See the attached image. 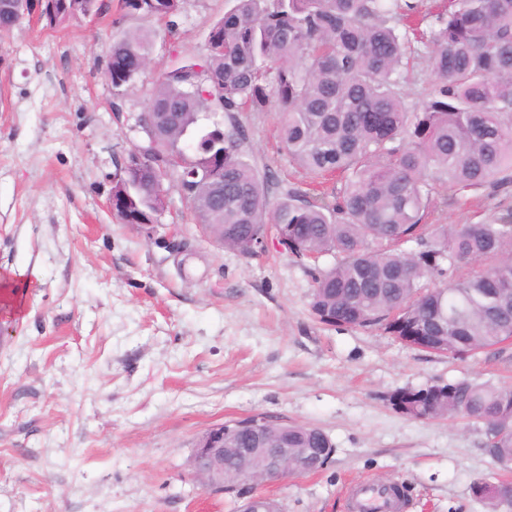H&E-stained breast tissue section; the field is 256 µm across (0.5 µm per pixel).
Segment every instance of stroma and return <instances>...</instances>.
Masks as SVG:
<instances>
[{
	"label": "stroma",
	"mask_w": 512,
	"mask_h": 512,
	"mask_svg": "<svg viewBox=\"0 0 512 512\" xmlns=\"http://www.w3.org/2000/svg\"><path fill=\"white\" fill-rule=\"evenodd\" d=\"M225 5L184 0L172 27L108 13L0 35V276L39 271L19 291L23 317L0 307V512H234L236 495L202 488L190 458L210 427L255 415L320 428L335 448L320 472L255 485L282 512H352L362 480L402 486L405 512H490L473 485L505 473L483 424L412 420L387 397L432 381L512 387V345L433 354L321 324L306 265L272 239L252 257L213 243L169 180L153 233L112 214L151 82L204 53ZM137 28L154 35L152 63L116 116L107 47ZM240 120L279 188L305 187L276 112ZM510 206L512 188L444 192L431 221Z\"/></svg>",
	"instance_id": "1"
}]
</instances>
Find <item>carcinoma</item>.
<instances>
[{
    "label": "carcinoma",
    "mask_w": 512,
    "mask_h": 512,
    "mask_svg": "<svg viewBox=\"0 0 512 512\" xmlns=\"http://www.w3.org/2000/svg\"><path fill=\"white\" fill-rule=\"evenodd\" d=\"M208 36L206 53L176 61L152 83L147 111L155 130L143 149L159 180L175 182L199 224L224 225V247L255 254L268 229L288 230L295 259L334 253L313 273L310 308L333 327L377 328L429 353L465 355L512 336V209L470 224H429L433 195L512 185V0H233ZM183 0H118L117 10L147 19L181 12ZM105 0H43L53 28ZM150 32L135 29L108 47L112 110L121 88L150 64ZM423 60L434 83L417 100L405 85ZM277 109L278 136L310 188L273 199L270 175L246 159L241 112ZM225 118L224 147L200 137L188 157L174 148L201 114ZM224 150L220 178L203 169ZM147 213L166 196L123 184ZM481 263L478 270L465 265ZM416 322L407 340L400 320ZM388 396L414 420L471 417L486 427L485 452L512 468V389L461 380L431 382ZM324 431L288 424L293 448L333 447ZM491 512L512 499V482L481 483Z\"/></svg>",
    "instance_id": "cac0c4a2"
}]
</instances>
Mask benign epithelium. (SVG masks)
Returning a JSON list of instances; mask_svg holds the SVG:
<instances>
[{
	"label": "benign epithelium",
	"mask_w": 512,
	"mask_h": 512,
	"mask_svg": "<svg viewBox=\"0 0 512 512\" xmlns=\"http://www.w3.org/2000/svg\"><path fill=\"white\" fill-rule=\"evenodd\" d=\"M10 10L17 19L40 10V0H9ZM151 166L148 154L134 148L121 167L117 183L138 178ZM111 212L122 222L151 228L157 220L145 222L140 215L126 210L120 195L111 192ZM237 458L234 476L245 500L238 512H280L279 504L268 496H254L246 488L259 481H276L310 472L306 449L288 447V439L279 437L267 418L253 416L246 421L221 423L209 428L198 440L190 464L196 479L205 488L224 489V454Z\"/></svg>",
	"instance_id": "benign-epithelium-1"
}]
</instances>
